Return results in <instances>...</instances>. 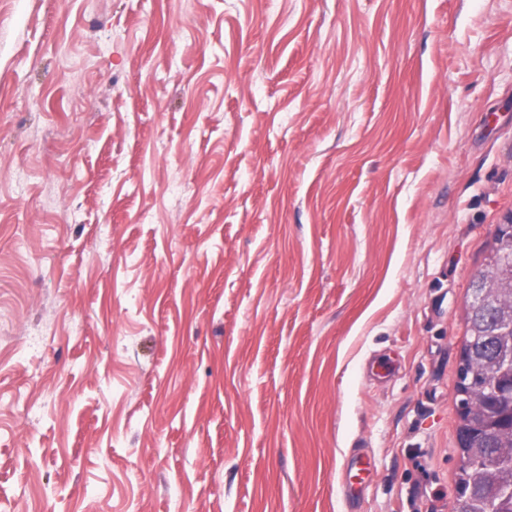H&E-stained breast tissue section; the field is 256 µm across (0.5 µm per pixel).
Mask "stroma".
I'll return each mask as SVG.
<instances>
[{"label":"stroma","instance_id":"obj_1","mask_svg":"<svg viewBox=\"0 0 512 512\" xmlns=\"http://www.w3.org/2000/svg\"><path fill=\"white\" fill-rule=\"evenodd\" d=\"M510 219L512 0H0V512H459ZM476 279L478 280V287L484 288L485 294L507 291L497 297L498 308L502 314H508L509 310L512 311L511 282L508 284L501 283L492 273L487 271L482 274L478 273ZM471 288V304L466 308L467 324L471 323V328H468L469 337L467 338V351L469 355L470 347L473 346L476 350H483L490 353L494 349L497 356L502 355L507 357L509 352H512V337L509 336H491L488 332H494L488 327L484 326L483 321L486 323L491 316V310L496 305L481 297V293ZM483 321H481V319ZM469 358H472L469 355Z\"/></svg>","mask_w":512,"mask_h":512}]
</instances>
